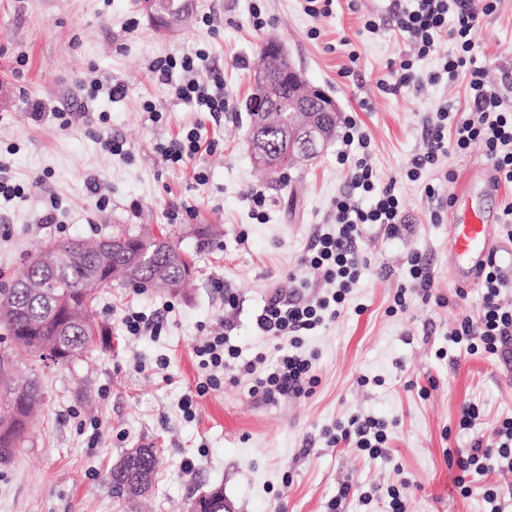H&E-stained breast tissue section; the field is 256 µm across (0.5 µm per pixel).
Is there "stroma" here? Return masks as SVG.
<instances>
[{"label":"stroma","mask_w":512,"mask_h":512,"mask_svg":"<svg viewBox=\"0 0 512 512\" xmlns=\"http://www.w3.org/2000/svg\"><path fill=\"white\" fill-rule=\"evenodd\" d=\"M256 6L268 19L260 31L251 24ZM305 6L191 0L188 18L167 30L152 25L140 0H0V143L18 144L10 174L25 188L23 197L0 203V285L46 245L120 230L168 234L196 266L178 292L118 284L100 290L95 310L110 342L69 363L49 366L0 342L17 375L38 379L43 389L29 446L0 462V512H186L214 488L223 489L230 512H388L392 486L407 512H482L480 496L461 494L446 452L493 443L497 427L512 418V353L437 358L459 317H479L482 290H458L448 270V226L431 222L424 187L453 196L459 182L490 164L477 143L420 181L405 176L425 147L433 110L446 101L466 106L467 80L386 93L381 84L407 46L392 29L370 34L362 26L370 15L389 20L393 0H359L354 10L336 0L326 18L311 17ZM206 13L212 26L200 21ZM313 28L319 38H309ZM346 35L352 47L341 45ZM271 39L309 84L336 100L340 119L356 118L370 144L351 152L363 154L379 186L394 184L404 224L395 238L382 225L363 227L359 245L368 270L340 316L304 336L302 349L313 355L320 379L311 396L268 405L245 384L228 383L199 399L189 421L180 401L200 373L193 347L220 329L244 356L273 354L274 342L257 330L255 317L273 289L291 291L290 275L321 283V271L300 257L316 232L333 229L332 202L349 190L348 171L336 161L337 138L312 163L274 179L254 165L245 101ZM473 39L493 81L512 77V0L483 18ZM200 49L208 56L204 75L220 74L230 103L217 123L151 70L157 58ZM97 74L120 83L122 94L87 98L81 83ZM36 101L46 118L32 117ZM147 101L161 121L143 111ZM57 110L70 113V128L52 120ZM102 112L108 124H98ZM197 123L218 140L217 149L168 166L159 145ZM102 132L124 141L126 156L102 151ZM449 169L456 181L445 179ZM199 171L206 183L195 181ZM254 190L266 196L263 224L251 215ZM414 251L427 257L435 298L412 299L406 311L391 313ZM218 280L223 292L235 294V307L214 289ZM133 311L162 317V335H128L122 319ZM362 375L367 384H359ZM469 403L480 418L464 430L459 418ZM353 415L390 423L385 457L369 460L347 443L329 442L325 429ZM83 419L100 421L97 447L79 434ZM143 444L156 448L160 467L150 495L132 504L113 495L108 475L127 449ZM369 490L373 501L362 503L361 492Z\"/></svg>","instance_id":"obj_1"}]
</instances>
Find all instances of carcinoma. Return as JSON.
I'll return each instance as SVG.
<instances>
[{"mask_svg":"<svg viewBox=\"0 0 512 512\" xmlns=\"http://www.w3.org/2000/svg\"><path fill=\"white\" fill-rule=\"evenodd\" d=\"M188 13L189 6L182 0H162L160 15L181 20ZM274 96L278 100V120L267 132V146L254 148L253 160L259 168L277 174L290 167L285 131L302 122L304 116L288 108L286 88L275 85ZM112 239L124 241L129 251L145 257L139 271L141 288L155 286L159 290L177 291L190 280L186 268L192 265V260L170 237L124 231ZM100 243L99 239L54 243L53 251L66 256L65 263L47 268L28 262L12 279L13 287L0 288V294H8L14 301L9 310L0 312L4 339L42 361L51 359V353L57 350L76 354L96 341L105 342L107 332L91 319L90 309L97 285L112 281V269L119 266L120 260L101 249ZM41 402L40 385L30 379L15 380L10 357H1L0 462L8 461L28 446L32 418ZM133 461L147 474L149 483H154L159 457L154 449L144 448L139 457L124 455L113 466L109 473L113 494H123L121 481Z\"/></svg>","mask_w":512,"mask_h":512,"instance_id":"1","label":"carcinoma"}]
</instances>
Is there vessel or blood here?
<instances>
[{"label":"vessel or blood","mask_w":512,"mask_h":512,"mask_svg":"<svg viewBox=\"0 0 512 512\" xmlns=\"http://www.w3.org/2000/svg\"><path fill=\"white\" fill-rule=\"evenodd\" d=\"M470 192V185H463L451 205L449 267L453 278L463 287L474 283L497 254L495 226L486 211L470 205Z\"/></svg>","instance_id":"b4317fda"}]
</instances>
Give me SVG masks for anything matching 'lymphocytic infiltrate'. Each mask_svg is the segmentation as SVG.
<instances>
[{"instance_id":"1","label":"lymphocytic infiltrate","mask_w":512,"mask_h":512,"mask_svg":"<svg viewBox=\"0 0 512 512\" xmlns=\"http://www.w3.org/2000/svg\"><path fill=\"white\" fill-rule=\"evenodd\" d=\"M499 0H400L395 6V26L407 41L408 51L391 65V83L387 91L396 94L420 91L424 85H451L466 77L469 109L462 112L453 106L438 109L435 122L426 132V145L415 155L406 172L409 180H418L425 169L438 167L450 154L465 153L472 144L481 143L495 173V182L512 185V109L487 76L485 67L477 63L478 49L471 39L472 31L482 19L492 15ZM454 42V54L441 57L436 69L418 74L415 63L435 53L441 37ZM206 55L203 51L182 56H165L154 62L152 70L160 80L174 83L178 99L194 111L216 115L228 106L223 93L210 92L208 81L198 79ZM357 121L348 118L342 135L343 147L337 153L339 164L347 166L351 190L337 196L333 203L336 228L313 237L303 263L319 269L328 285L325 293L308 299H293L273 292L255 318L258 330L276 343L278 357L271 368H263L264 358H243L238 346L229 344L217 332L195 345L193 352L207 375L197 383L194 392L184 396L181 410L194 417L196 398L223 389L225 383L248 382L251 395L268 404L288 398L313 394L319 379L312 363L300 350V337L314 331L340 314L347 294L367 262L358 241L367 224H382L390 236H397L403 222L402 205L393 187H378L373 170L364 159L353 158L352 143L368 147L366 137L356 136ZM372 196L371 206L355 201L354 192ZM410 280L398 289L394 305L406 310L407 296L431 300L432 278L423 254L414 252L407 259ZM484 290L483 309L479 318L463 317L448 335V347L495 354L512 346V307L503 305L500 294L504 277L497 261H490L480 273ZM388 424L375 417H350L333 442L354 440L356 448L370 459L388 453ZM490 447L474 442L459 449L456 465L460 471L457 485L462 494H471L470 479L485 474L489 462L506 465L512 470V418L503 420Z\"/></svg>"}]
</instances>
